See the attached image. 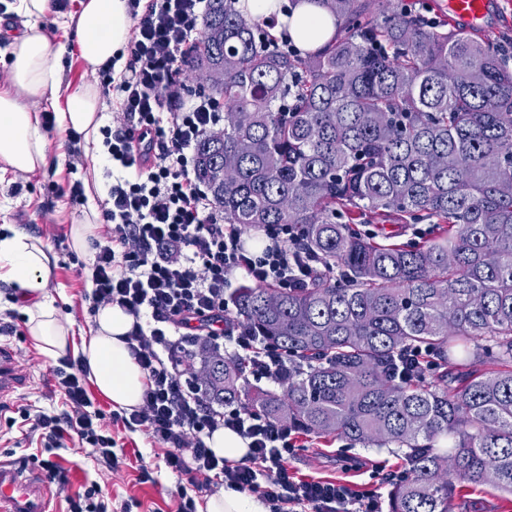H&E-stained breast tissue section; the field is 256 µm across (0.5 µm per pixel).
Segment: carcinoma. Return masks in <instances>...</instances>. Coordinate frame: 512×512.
Returning <instances> with one entry per match:
<instances>
[{
	"instance_id": "carcinoma-1",
	"label": "carcinoma",
	"mask_w": 512,
	"mask_h": 512,
	"mask_svg": "<svg viewBox=\"0 0 512 512\" xmlns=\"http://www.w3.org/2000/svg\"><path fill=\"white\" fill-rule=\"evenodd\" d=\"M312 2L340 22L328 51L292 54L276 15L208 0L190 54L224 102L197 180L230 224L297 225L322 267L305 288L233 297L244 327L299 362L288 381L256 389L211 350L195 355L200 384L352 447L401 448L389 512H454L457 480L512 496V53L379 0ZM376 215L448 229L378 242L358 227ZM419 350L433 370L393 379ZM490 357L499 368H477Z\"/></svg>"
}]
</instances>
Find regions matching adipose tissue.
<instances>
[{"instance_id":"adipose-tissue-1","label":"adipose tissue","mask_w":512,"mask_h":512,"mask_svg":"<svg viewBox=\"0 0 512 512\" xmlns=\"http://www.w3.org/2000/svg\"><path fill=\"white\" fill-rule=\"evenodd\" d=\"M239 7L254 18L287 9V31L300 50H324L334 42L335 24L314 0H240ZM10 9L22 17L23 31L9 43L10 78L0 88V163L14 173L32 174L45 168L50 157L41 103L54 105L60 129L81 134L88 146L98 142L102 106L94 85L60 92L64 75L41 25L52 10L51 0H14ZM62 25L75 31L78 56L91 73L109 66L131 36L127 0H80ZM54 268V256L40 242L17 229L0 233V280L20 288L29 332L40 352L53 359L69 353L80 358L89 381L113 410L139 407L147 379L126 341L132 317L106 306L87 333L74 335L71 317L59 314L49 290Z\"/></svg>"}]
</instances>
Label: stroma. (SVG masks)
<instances>
[{
    "label": "stroma",
    "instance_id": "obj_1",
    "mask_svg": "<svg viewBox=\"0 0 512 512\" xmlns=\"http://www.w3.org/2000/svg\"><path fill=\"white\" fill-rule=\"evenodd\" d=\"M61 10H53L42 21L52 51L65 72L63 92L69 93L88 83H97V76L88 74L72 45L75 34H64L59 24ZM50 166L42 171L16 175L0 174V225L11 224L50 247L56 258L51 293L62 314L71 316L76 329H88L94 316L92 299L85 282V273L72 258L70 229L78 223L92 204L91 199L73 202L68 188L84 180L92 167H103L101 152L86 154L82 140L70 139L68 132L50 131ZM10 319L14 331L0 335V344L10 348L18 370L26 383L8 398L9 409L29 403L46 410H59L63 399L55 392L53 371L62 367L59 359H51L36 347L28 331V318L18 302L6 294V284L0 281V318ZM104 424L122 451L118 470L102 468L94 460L91 449L79 447L67 440L65 447L51 451L31 444L21 426L6 427L0 414V460L23 466L26 472L39 471V462L49 459L65 470L66 487L47 484L52 512H68L67 499L98 484L113 507L129 504L131 512H176L180 481L163 461V452L142 430H130L123 423L105 419ZM301 449L288 460V470L305 480L329 482L348 481L359 490L380 488L389 494V486L381 482V470L400 471L404 468L402 453L395 448H347L340 440L300 433ZM149 469L150 479H143L142 469ZM455 512H512V496L487 485L468 482L457 484Z\"/></svg>",
    "mask_w": 512,
    "mask_h": 512
}]
</instances>
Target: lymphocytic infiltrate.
Here are the masks:
<instances>
[{
    "mask_svg": "<svg viewBox=\"0 0 512 512\" xmlns=\"http://www.w3.org/2000/svg\"><path fill=\"white\" fill-rule=\"evenodd\" d=\"M207 0H128L131 60L121 76L100 72L115 91V125L104 126L105 174L113 182L101 209L104 240L93 243L88 282L94 308L116 305L133 319L129 348L146 372L141 405L122 422L145 429L164 451L166 467L185 480L178 512H196L195 495L219 484L258 495L271 512H384L382 493L302 480L289 473L296 428L243 405L213 401L182 367L184 354L202 344L232 348L255 382L283 383L291 359L253 335L231 315L227 293L234 273L258 284L302 288L317 274L315 258L300 245L298 228H263L261 254L244 246L243 229L224 221L195 176V149L224 120L216 101L187 93L176 76L189 59ZM122 179H114V172ZM61 411L18 407L28 437L45 448L64 437L90 447L95 459L117 470V442L105 428L80 373L55 370ZM229 428L249 442L231 463L216 458L205 439Z\"/></svg>",
    "mask_w": 512,
    "mask_h": 512,
    "instance_id": "obj_1",
    "label": "lymphocytic infiltrate"
}]
</instances>
